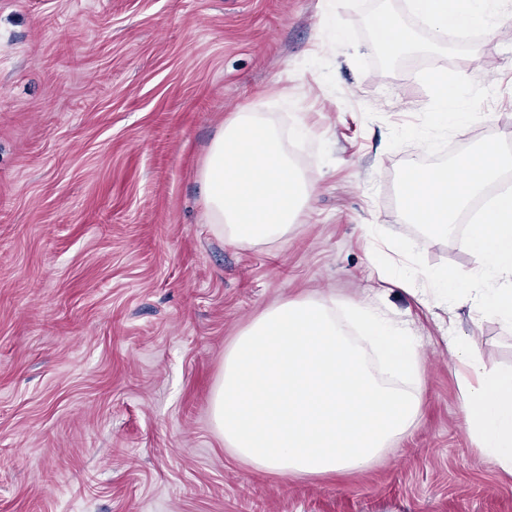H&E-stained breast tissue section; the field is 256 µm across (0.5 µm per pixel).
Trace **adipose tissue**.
<instances>
[{
    "mask_svg": "<svg viewBox=\"0 0 512 512\" xmlns=\"http://www.w3.org/2000/svg\"><path fill=\"white\" fill-rule=\"evenodd\" d=\"M436 35L493 29L495 0H412ZM207 223L234 244L270 245L296 228L308 184L276 127L238 112L201 170ZM481 458L512 476V369L488 367L474 336H445ZM414 336L372 302L321 297L267 308L224 352L212 419L226 448L286 479L369 468L414 426L422 390Z\"/></svg>",
    "mask_w": 512,
    "mask_h": 512,
    "instance_id": "ef3b65f1",
    "label": "adipose tissue"
}]
</instances>
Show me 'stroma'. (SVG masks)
I'll return each mask as SVG.
<instances>
[{
	"instance_id": "obj_1",
	"label": "stroma",
	"mask_w": 512,
	"mask_h": 512,
	"mask_svg": "<svg viewBox=\"0 0 512 512\" xmlns=\"http://www.w3.org/2000/svg\"><path fill=\"white\" fill-rule=\"evenodd\" d=\"M409 0H0V512H512V477L468 434L446 332L512 368V334L423 305L370 260L367 224L472 271L403 223L388 147L430 97L426 65L493 88L465 148L512 138V6L494 35L430 55L375 47ZM342 30L322 31L323 15ZM266 112L312 190L286 240L231 244L200 171L233 113ZM370 296L420 336L417 426L342 478L257 475L211 419L224 350L270 305Z\"/></svg>"
}]
</instances>
